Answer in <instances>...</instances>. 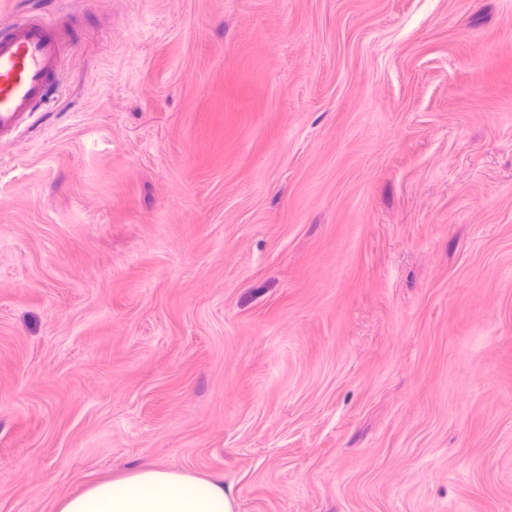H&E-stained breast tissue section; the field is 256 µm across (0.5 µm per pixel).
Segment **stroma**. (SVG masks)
<instances>
[{
	"instance_id": "1",
	"label": "stroma",
	"mask_w": 512,
	"mask_h": 512,
	"mask_svg": "<svg viewBox=\"0 0 512 512\" xmlns=\"http://www.w3.org/2000/svg\"><path fill=\"white\" fill-rule=\"evenodd\" d=\"M0 512L142 467L234 512H512V0H0ZM63 32L52 14L0 27V140L16 136L61 78Z\"/></svg>"
}]
</instances>
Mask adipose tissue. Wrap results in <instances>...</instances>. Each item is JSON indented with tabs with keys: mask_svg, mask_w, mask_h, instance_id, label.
<instances>
[{
	"mask_svg": "<svg viewBox=\"0 0 512 512\" xmlns=\"http://www.w3.org/2000/svg\"><path fill=\"white\" fill-rule=\"evenodd\" d=\"M59 512H233V503L220 481L143 468L64 499Z\"/></svg>",
	"mask_w": 512,
	"mask_h": 512,
	"instance_id": "adipose-tissue-1",
	"label": "adipose tissue"
}]
</instances>
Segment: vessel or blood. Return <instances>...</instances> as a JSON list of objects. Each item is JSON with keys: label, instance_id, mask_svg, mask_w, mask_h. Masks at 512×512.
I'll use <instances>...</instances> for the list:
<instances>
[{"label": "vessel or blood", "instance_id": "obj_1", "mask_svg": "<svg viewBox=\"0 0 512 512\" xmlns=\"http://www.w3.org/2000/svg\"><path fill=\"white\" fill-rule=\"evenodd\" d=\"M63 48L54 15L37 13L0 27V139L16 136L60 80Z\"/></svg>", "mask_w": 512, "mask_h": 512}]
</instances>
